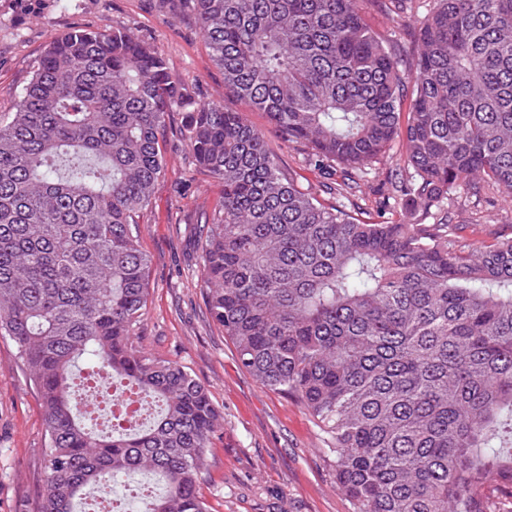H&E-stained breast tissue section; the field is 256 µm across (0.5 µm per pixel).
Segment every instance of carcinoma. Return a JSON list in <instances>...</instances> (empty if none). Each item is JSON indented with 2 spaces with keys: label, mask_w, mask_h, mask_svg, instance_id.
Segmentation results:
<instances>
[{
  "label": "carcinoma",
  "mask_w": 512,
  "mask_h": 512,
  "mask_svg": "<svg viewBox=\"0 0 512 512\" xmlns=\"http://www.w3.org/2000/svg\"><path fill=\"white\" fill-rule=\"evenodd\" d=\"M180 2L224 87L309 150L336 203L128 32L48 44L0 119V335L44 412L37 512H84L131 472L166 485L141 512H207L197 484L224 416L184 366L137 341L149 292L136 217L176 110L194 166L223 187L199 224L210 316L260 384L313 417L352 512H512V237L470 249L448 216L367 223L344 205L399 137L393 189L413 211L512 192V0L407 16L408 62L368 26L367 0ZM84 364L97 379L84 397L127 393L153 422L100 429L76 401Z\"/></svg>",
  "instance_id": "cac0c4a2"
}]
</instances>
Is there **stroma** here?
Returning a JSON list of instances; mask_svg holds the SVG:
<instances>
[{
  "label": "stroma",
  "instance_id": "stroma-1",
  "mask_svg": "<svg viewBox=\"0 0 512 512\" xmlns=\"http://www.w3.org/2000/svg\"><path fill=\"white\" fill-rule=\"evenodd\" d=\"M367 18L391 42L411 46L412 34L394 2L368 7ZM75 28L126 30L164 55L202 102L245 113L254 126L267 128L264 113L225 89L223 70L178 0H0V114L13 110L50 40ZM166 123L165 170L139 217L138 245L150 267L138 342L186 366L224 414L198 492L208 512H351L313 417L295 400L260 385L210 317L196 225L219 203L222 188L212 179L192 176L180 135L182 113H170ZM269 146L300 185L319 187L323 175L307 163L303 147L282 145L274 137ZM399 162L394 148L373 163L356 218L373 222L380 217L375 204L392 194L390 174ZM448 208L463 224L458 232L463 245L512 235L511 194L453 193ZM46 442L37 388L13 342L0 337V512H36L45 486Z\"/></svg>",
  "mask_w": 512,
  "mask_h": 512
}]
</instances>
